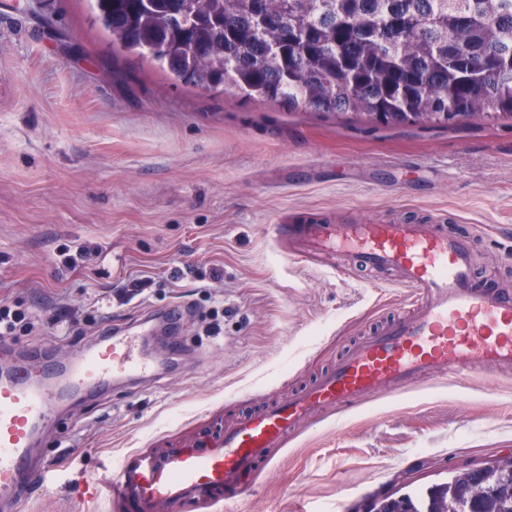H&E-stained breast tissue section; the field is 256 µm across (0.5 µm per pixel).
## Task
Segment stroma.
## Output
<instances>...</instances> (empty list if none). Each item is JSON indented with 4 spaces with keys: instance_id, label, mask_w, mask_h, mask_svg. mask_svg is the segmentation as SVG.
Instances as JSON below:
<instances>
[{
    "instance_id": "obj_1",
    "label": "stroma",
    "mask_w": 512,
    "mask_h": 512,
    "mask_svg": "<svg viewBox=\"0 0 512 512\" xmlns=\"http://www.w3.org/2000/svg\"><path fill=\"white\" fill-rule=\"evenodd\" d=\"M93 6L0 0V302L35 324L0 337V363L65 359L174 302L195 313L156 380L60 407L26 512H121L90 487L123 453L286 399L399 311L404 289L296 261L271 225L442 219L477 230L482 281L512 257V120L375 127L186 85L113 48ZM510 453L512 371L454 369L305 423L234 512H361Z\"/></svg>"
}]
</instances>
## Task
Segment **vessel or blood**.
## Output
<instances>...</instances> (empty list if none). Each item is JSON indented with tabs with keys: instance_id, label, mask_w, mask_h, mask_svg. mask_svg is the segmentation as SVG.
Returning a JSON list of instances; mask_svg holds the SVG:
<instances>
[{
	"instance_id": "1",
	"label": "vessel or blood",
	"mask_w": 512,
	"mask_h": 512,
	"mask_svg": "<svg viewBox=\"0 0 512 512\" xmlns=\"http://www.w3.org/2000/svg\"><path fill=\"white\" fill-rule=\"evenodd\" d=\"M272 237L293 243L297 260L332 255L340 268L388 274L407 294L401 314L384 320L335 369L288 399L191 439L124 454L103 486L123 512H199L203 505L230 512L254 473L270 466L272 449L309 419L458 366L491 379L497 368L512 366V291L477 282L469 239L447 225L276 224ZM149 334L140 322L65 359L58 370L69 380L65 388L38 372L0 369V504L21 512L33 482L44 478L34 453L67 391L153 372L144 342Z\"/></svg>"
}]
</instances>
